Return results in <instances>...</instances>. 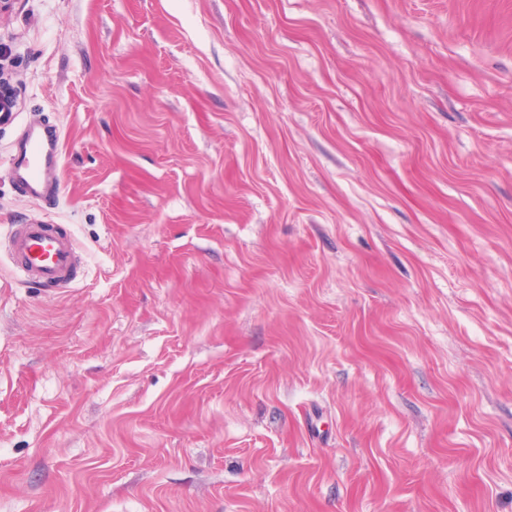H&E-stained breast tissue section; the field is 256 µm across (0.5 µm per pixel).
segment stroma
<instances>
[{"label":"stroma","instance_id":"1","mask_svg":"<svg viewBox=\"0 0 512 512\" xmlns=\"http://www.w3.org/2000/svg\"><path fill=\"white\" fill-rule=\"evenodd\" d=\"M3 95L0 512H512V0H14ZM61 157L56 131L32 127L9 155L8 174L25 195L49 201L57 196ZM44 221L15 224L7 235L13 272L47 291L71 287L78 279L77 248L71 232Z\"/></svg>","mask_w":512,"mask_h":512}]
</instances>
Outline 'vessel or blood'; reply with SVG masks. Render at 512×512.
Instances as JSON below:
<instances>
[{
    "label": "vessel or blood",
    "mask_w": 512,
    "mask_h": 512,
    "mask_svg": "<svg viewBox=\"0 0 512 512\" xmlns=\"http://www.w3.org/2000/svg\"><path fill=\"white\" fill-rule=\"evenodd\" d=\"M62 145L58 134L30 128L7 159L10 178L25 195L52 200L58 192ZM7 252L13 272L48 291L71 287L78 279L77 248L71 232L46 222L12 225Z\"/></svg>",
    "instance_id": "1"
}]
</instances>
